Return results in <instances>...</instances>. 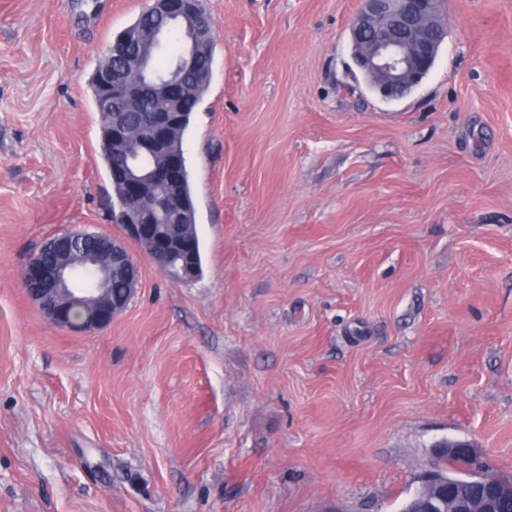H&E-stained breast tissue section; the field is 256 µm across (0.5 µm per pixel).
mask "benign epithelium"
I'll list each match as a JSON object with an SVG mask.
<instances>
[{
	"instance_id": "benign-epithelium-1",
	"label": "benign epithelium",
	"mask_w": 512,
	"mask_h": 512,
	"mask_svg": "<svg viewBox=\"0 0 512 512\" xmlns=\"http://www.w3.org/2000/svg\"><path fill=\"white\" fill-rule=\"evenodd\" d=\"M434 0H361V7L350 23V45L361 74L377 83L385 98L419 84L430 72L443 41L448 36L446 15L435 10ZM157 25L148 31H130L110 43L100 84L111 111L128 112L151 92L163 106L152 111L145 124L146 134L138 137L136 153L128 152L130 133L123 119L111 125L112 146L127 160L113 171L127 186L128 198L135 206V221L123 227L125 239L108 238L87 247L70 234L61 233L34 251L24 269V285L29 298L57 327L90 334L103 328L124 312L135 294L140 268L125 240L143 241L145 252L165 262V271L179 272V279L198 276L194 264L175 269L173 260L180 248L189 249L192 241L171 244L161 249L153 225L168 219L178 220L186 210L180 194L182 174L179 150L170 146L172 132L182 123L179 104L185 74H204L203 63L213 43V25L200 7V0H147ZM185 30L180 68L170 75L155 78L151 73L149 51L127 52L134 41L139 44L164 42L172 29ZM103 267L124 274L127 295L112 296L109 289L73 288L75 277L85 269ZM78 293L93 309L92 316L77 320L72 316L70 294ZM512 495V481L491 485L485 501L475 511L462 506L458 512H492V503L503 495Z\"/></svg>"
}]
</instances>
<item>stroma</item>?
<instances>
[{"label": "stroma", "mask_w": 512, "mask_h": 512, "mask_svg": "<svg viewBox=\"0 0 512 512\" xmlns=\"http://www.w3.org/2000/svg\"><path fill=\"white\" fill-rule=\"evenodd\" d=\"M146 0H0V512H397L443 438L512 478V0H447L409 95L360 0H205L202 273L55 326L22 269L122 237L89 78Z\"/></svg>", "instance_id": "1"}]
</instances>
